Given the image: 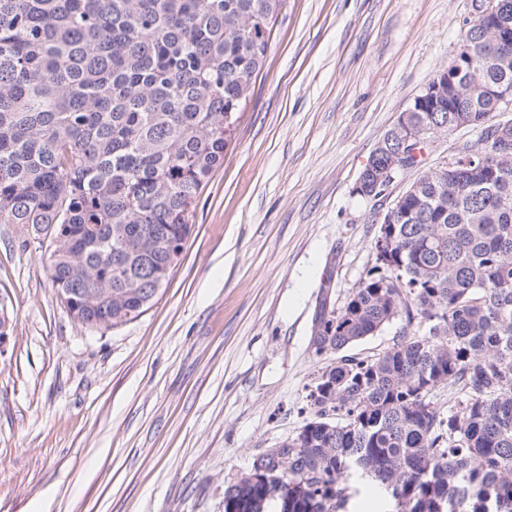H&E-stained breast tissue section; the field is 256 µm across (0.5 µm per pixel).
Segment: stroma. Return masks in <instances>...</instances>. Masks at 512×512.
Masks as SVG:
<instances>
[{"mask_svg": "<svg viewBox=\"0 0 512 512\" xmlns=\"http://www.w3.org/2000/svg\"><path fill=\"white\" fill-rule=\"evenodd\" d=\"M473 0H286L265 65L200 191L167 285L92 331L62 305L49 239L0 224V512H224V482L300 431L329 355L310 344L375 255L377 221L477 140L434 135L381 196L356 187L453 58Z\"/></svg>", "mask_w": 512, "mask_h": 512, "instance_id": "obj_1", "label": "stroma"}]
</instances>
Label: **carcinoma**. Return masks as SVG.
<instances>
[{
	"mask_svg": "<svg viewBox=\"0 0 512 512\" xmlns=\"http://www.w3.org/2000/svg\"><path fill=\"white\" fill-rule=\"evenodd\" d=\"M285 0H0V224L56 228L49 276L112 289V327L141 316L177 265L194 203L224 163ZM475 74L512 87L473 26ZM495 102L463 84L415 116L491 127ZM417 177L393 246L311 344L332 356L313 416L267 449L291 512H346L369 478L393 512H512V166ZM392 347L350 349L391 321ZM448 392V412L434 401ZM224 512H281L249 470Z\"/></svg>",
	"mask_w": 512,
	"mask_h": 512,
	"instance_id": "cac0c4a2",
	"label": "carcinoma"
}]
</instances>
